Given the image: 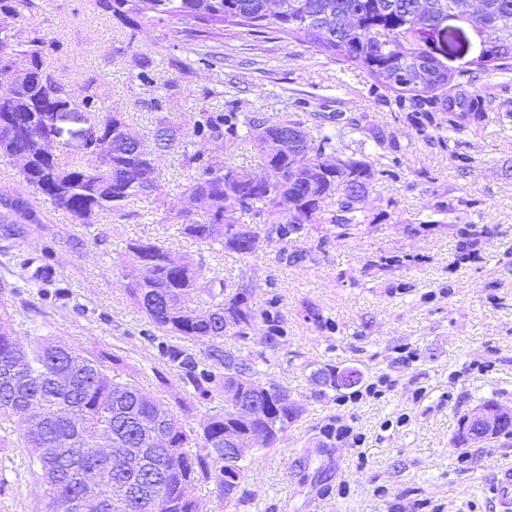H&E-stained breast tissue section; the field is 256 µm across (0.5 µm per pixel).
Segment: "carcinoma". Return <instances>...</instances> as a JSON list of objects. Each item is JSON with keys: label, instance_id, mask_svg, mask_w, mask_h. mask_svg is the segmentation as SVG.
Segmentation results:
<instances>
[{"label": "carcinoma", "instance_id": "cac0c4a2", "mask_svg": "<svg viewBox=\"0 0 512 512\" xmlns=\"http://www.w3.org/2000/svg\"><path fill=\"white\" fill-rule=\"evenodd\" d=\"M138 0H112L101 8L138 24ZM159 16L187 23L246 25L257 33L267 29L307 43L318 53L351 66L371 80L378 99L408 114L428 140L445 141L442 131L460 132L470 121L487 114L493 97L477 83L494 70L512 68V0H143ZM37 8L34 0H0V13L26 21L23 10ZM457 22L470 50L471 36L479 53L451 67L438 53L442 22ZM45 39L36 29L0 26V80L15 73L14 56L29 60L30 84L18 98L0 96V119L17 127L30 114L52 112L66 104L58 92L63 84L44 67ZM76 101L91 109L100 139H110L111 157L91 152L85 162L66 163L60 153L33 158L17 169L29 193L68 212L80 224L92 225L102 211L120 214L134 199L149 198L159 188L151 156L157 151L181 153L182 166L197 173L187 193L197 199L207 221L170 207L184 238L209 249L218 245L232 258L256 250L259 236L288 243L310 224H332L347 236L360 231L368 218L358 206L376 176L394 178L401 165L390 158L382 169L349 158L336 167L327 163L336 153L337 128L366 130L367 115L334 109L325 101L321 111H309L301 98L275 123L246 111L238 98L224 101L221 112H199L192 127L173 123L163 112V99L148 105L158 113L154 148L126 141L127 123L120 112H94L97 94L88 82ZM314 120L311 134L307 121ZM44 135L42 121L29 126L24 138L0 127V148L22 154L28 139ZM210 144L208 152L193 150L194 139ZM286 140L293 147L283 149ZM250 145L258 151L260 172L244 176L224 159L227 150ZM16 194L15 213L0 208V242L23 243L41 230V218ZM288 204L283 216L277 208ZM251 216L242 224L236 214ZM122 263L124 290L134 307L166 336L203 346L193 353L175 342L157 345L160 357L182 383L173 402L146 395L135 371L112 355V367L78 353L66 342L33 336L21 345L10 327L8 298L27 292L29 262L20 263L15 280L0 282V429H19L16 448L30 454L38 492L47 512H72L71 503L83 495L96 502L95 512H199L196 490L212 483L224 497V508L244 502L240 473L250 463L224 467V449L244 445L263 432L279 442L300 415V408L279 385L260 386L259 366L288 344L281 315L253 306V288H227L224 279L209 276L203 262H177L152 241L133 240ZM45 285L39 295L67 306L71 294L49 255L35 273ZM262 320L268 324L266 351L253 355L246 348L245 328ZM321 384L337 389L359 381L336 370L318 373ZM239 406H256L262 416L243 421Z\"/></svg>", "mask_w": 512, "mask_h": 512}]
</instances>
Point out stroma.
<instances>
[{
  "instance_id": "obj_1",
  "label": "stroma",
  "mask_w": 512,
  "mask_h": 512,
  "mask_svg": "<svg viewBox=\"0 0 512 512\" xmlns=\"http://www.w3.org/2000/svg\"><path fill=\"white\" fill-rule=\"evenodd\" d=\"M35 2L30 23L48 44L45 67L74 88L95 81L99 106L124 113L144 140L153 138L155 114L144 104L137 56L173 122L223 109L228 91L272 123L294 99L315 112L329 98L366 113L388 136L380 148L368 134L338 130V158L377 169L395 155L401 165L397 177L371 183L360 203L370 219L362 232L341 237L323 224L237 260L166 222V204H186L194 177L173 150L155 156L156 201H131L90 226L31 196L44 229L0 253V279L52 248L74 305L45 304L30 290L11 311L16 338L57 336L80 353L117 348L138 369L143 392L179 391L148 319L122 286L126 242L160 241L174 259L201 258L227 283L254 285L257 307L277 298L288 334L260 380L287 388L304 412L279 444L250 451L255 477L237 512H500L494 482L512 469V437L466 446L455 438L461 417L484 400L512 407V118L504 115L512 70L481 79L494 97L493 116L441 145L379 103L366 76L281 33H209L175 17L133 29L97 0ZM205 52L215 54L213 67L199 63ZM461 198L459 218L439 219L438 203ZM284 248L304 261L280 258ZM330 367L357 369L361 380L321 397L316 374ZM372 384L381 385L380 396L367 395ZM330 424L351 426L359 444L326 438ZM45 510L27 449L0 447V512Z\"/></svg>"
}]
</instances>
